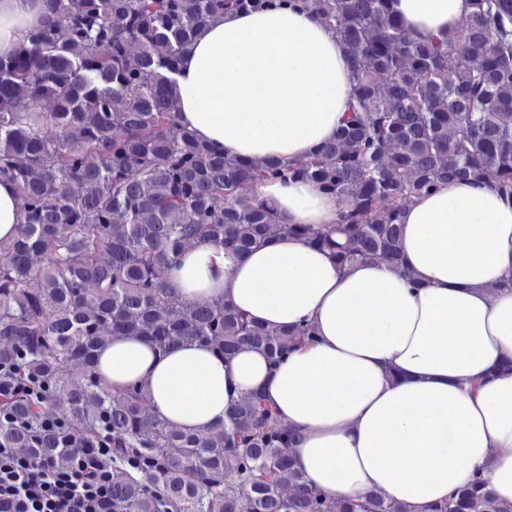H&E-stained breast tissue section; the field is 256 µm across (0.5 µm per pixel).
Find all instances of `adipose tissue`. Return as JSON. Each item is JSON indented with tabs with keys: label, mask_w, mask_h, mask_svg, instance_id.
<instances>
[{
	"label": "adipose tissue",
	"mask_w": 512,
	"mask_h": 512,
	"mask_svg": "<svg viewBox=\"0 0 512 512\" xmlns=\"http://www.w3.org/2000/svg\"><path fill=\"white\" fill-rule=\"evenodd\" d=\"M415 39L457 28L470 0H394ZM33 0H0V52L25 43ZM179 122L239 160L292 162L333 139L352 97L339 35L292 8L224 14L178 70ZM255 196L289 224L336 221L339 204L305 182L264 181ZM403 277L381 261L340 271L335 257L276 235L233 257L196 244L169 277L183 298L226 297L252 320L313 322L315 342L277 368L256 350L224 361L184 341L160 350L119 337L98 373L142 387L157 417L201 431L230 402L261 392L301 440L294 466L331 500L378 494L429 512L483 478L512 502V198L448 182L405 209Z\"/></svg>",
	"instance_id": "ef3b65f1"
}]
</instances>
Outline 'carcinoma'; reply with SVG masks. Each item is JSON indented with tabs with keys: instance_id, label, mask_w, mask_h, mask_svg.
<instances>
[{
	"instance_id": "obj_1",
	"label": "carcinoma",
	"mask_w": 512,
	"mask_h": 512,
	"mask_svg": "<svg viewBox=\"0 0 512 512\" xmlns=\"http://www.w3.org/2000/svg\"><path fill=\"white\" fill-rule=\"evenodd\" d=\"M28 43L0 54V182L21 224L0 240V448L70 467L110 449L117 512H406L372 494L328 500L294 468L295 437L257 394L204 432L160 421L144 391L97 373L116 337L185 340L273 366L312 340L308 323L252 321L228 299L167 287L186 249L233 255L288 234L344 269L383 261L403 276L404 207L453 180L512 195V0H471L437 40L403 29L391 0H286L344 42L350 114L286 166L224 157L179 123L175 75L199 30L276 0H40ZM303 181L336 198V223L285 224L253 195ZM432 512H512L475 479Z\"/></svg>"
}]
</instances>
